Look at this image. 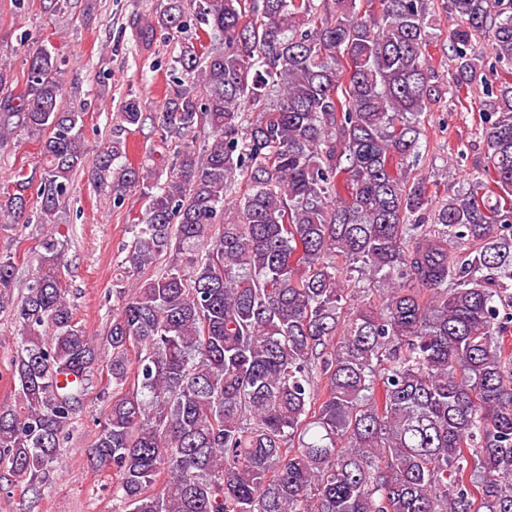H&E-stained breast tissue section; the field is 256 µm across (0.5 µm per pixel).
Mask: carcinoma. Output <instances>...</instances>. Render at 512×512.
Returning a JSON list of instances; mask_svg holds the SVG:
<instances>
[{
  "label": "carcinoma",
  "instance_id": "1",
  "mask_svg": "<svg viewBox=\"0 0 512 512\" xmlns=\"http://www.w3.org/2000/svg\"><path fill=\"white\" fill-rule=\"evenodd\" d=\"M191 2L198 33L181 42L157 131L211 135L184 142L165 181L115 164L118 137L89 157L45 45L28 50L19 103L0 110V141L16 125L42 135L46 228L17 302L0 254V309L22 329L0 478L51 481L98 364L60 281L58 213L84 173L117 206L145 200L107 336L112 407L85 449L113 472V512H512V82L484 86L483 171L435 204L411 177L419 117L442 94L428 0H377L375 15L357 0L322 14L315 0ZM448 11L456 89L489 58L512 67V0ZM187 26L185 0H167L139 39ZM142 121L128 100L119 130ZM14 178L0 229L30 205L33 177ZM464 241L475 250L450 249ZM338 258L373 288L345 286ZM161 260L162 275L138 278ZM369 292L380 301L352 305Z\"/></svg>",
  "mask_w": 512,
  "mask_h": 512
}]
</instances>
